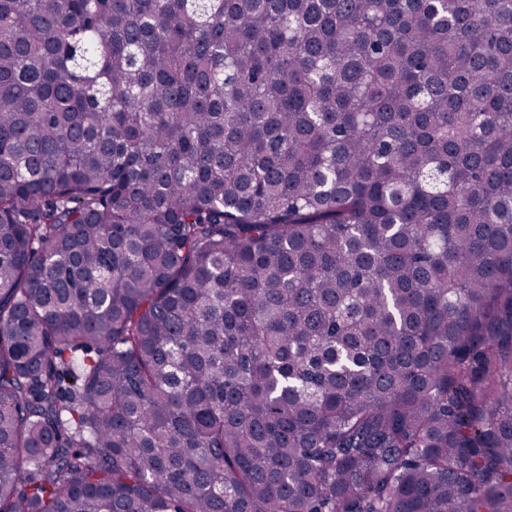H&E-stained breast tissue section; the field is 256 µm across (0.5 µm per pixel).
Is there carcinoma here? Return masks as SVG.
I'll return each mask as SVG.
<instances>
[{
    "instance_id": "cac0c4a2",
    "label": "carcinoma",
    "mask_w": 512,
    "mask_h": 512,
    "mask_svg": "<svg viewBox=\"0 0 512 512\" xmlns=\"http://www.w3.org/2000/svg\"><path fill=\"white\" fill-rule=\"evenodd\" d=\"M0 512H512V0H0Z\"/></svg>"
}]
</instances>
